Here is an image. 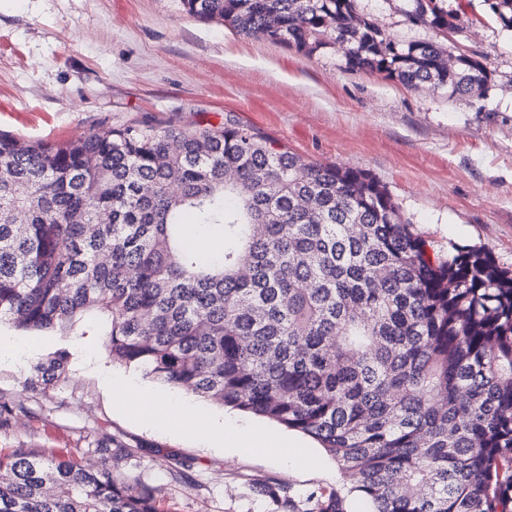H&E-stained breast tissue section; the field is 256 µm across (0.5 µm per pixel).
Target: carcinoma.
<instances>
[{
  "label": "carcinoma",
  "instance_id": "cac0c4a2",
  "mask_svg": "<svg viewBox=\"0 0 512 512\" xmlns=\"http://www.w3.org/2000/svg\"><path fill=\"white\" fill-rule=\"evenodd\" d=\"M412 2L411 23L460 30L444 0ZM485 2L512 28V0ZM180 3L306 54L339 45L348 69L411 89L488 84L477 52L400 43L357 0ZM94 313L112 361L311 437L367 512H512V275L480 251L432 260L363 172L228 116L60 145L0 134V321L75 335ZM256 492L300 512L283 487ZM0 512L157 509L105 469L19 448L0 457ZM306 512L346 500L324 489Z\"/></svg>",
  "mask_w": 512,
  "mask_h": 512
}]
</instances>
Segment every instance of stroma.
<instances>
[{
	"mask_svg": "<svg viewBox=\"0 0 512 512\" xmlns=\"http://www.w3.org/2000/svg\"><path fill=\"white\" fill-rule=\"evenodd\" d=\"M460 12L457 42L478 53L488 87L462 98L408 89L382 73L347 69L342 52L306 55L186 14L180 0H0V132L25 142L66 143L148 122L193 130L233 116L306 161L338 164L384 186L430 255L481 248L512 270V28L485 0H446ZM360 11L404 42L435 39L405 16L410 0H358ZM17 355L0 358V457L30 448L75 458L154 490L160 512H278L261 483L298 501L328 487L347 492L318 442L253 414L221 407L108 363L80 367L70 337L0 323ZM68 351L65 372L31 386L33 367ZM138 387L188 403L182 424L209 417L259 428L260 451L216 448L146 422ZM311 468L282 460L289 440Z\"/></svg>",
	"mask_w": 512,
	"mask_h": 512,
	"instance_id": "obj_1",
	"label": "stroma"
}]
</instances>
